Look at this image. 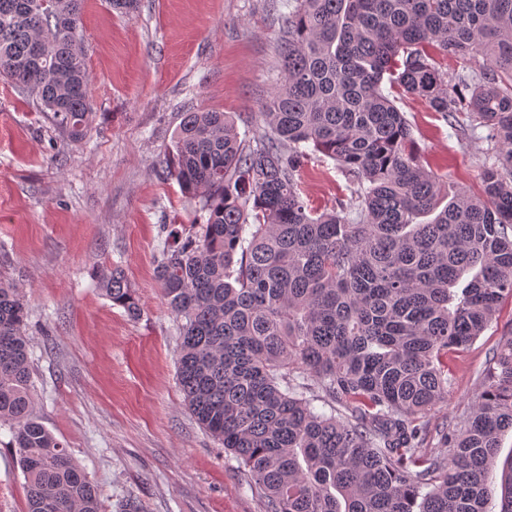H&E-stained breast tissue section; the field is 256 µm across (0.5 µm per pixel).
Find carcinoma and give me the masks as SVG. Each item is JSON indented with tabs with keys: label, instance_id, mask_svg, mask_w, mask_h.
<instances>
[{
	"label": "carcinoma",
	"instance_id": "carcinoma-1",
	"mask_svg": "<svg viewBox=\"0 0 512 512\" xmlns=\"http://www.w3.org/2000/svg\"><path fill=\"white\" fill-rule=\"evenodd\" d=\"M83 2L0 0V75L75 142L91 114ZM279 8L283 81L263 132L246 140L231 115L189 110L174 135L167 173L203 213L162 225L157 268L179 321L186 403L262 488L266 512H486L512 432V337L469 417L435 427L443 453L428 447V416L448 398V352L512 298V0ZM436 52L482 66L450 77ZM386 75L502 145L482 194L450 192L419 163ZM310 149L347 176L338 210L300 194ZM98 287L140 314L119 265ZM28 316L20 289L0 280V422L27 512H100L97 487L34 413Z\"/></svg>",
	"mask_w": 512,
	"mask_h": 512
}]
</instances>
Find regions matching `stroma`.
I'll use <instances>...</instances> for the list:
<instances>
[{"label": "stroma", "mask_w": 512, "mask_h": 512, "mask_svg": "<svg viewBox=\"0 0 512 512\" xmlns=\"http://www.w3.org/2000/svg\"><path fill=\"white\" fill-rule=\"evenodd\" d=\"M276 0H139L134 15L84 0L83 48L93 120L66 139L27 94L0 79V278L29 309L35 410L99 492L101 512H264L261 490L206 432L177 380L178 325L156 278L164 224L200 214L164 157L182 112L238 115L253 138L282 79ZM414 155L443 183L478 189L491 164L487 128L394 92ZM317 210L347 201L339 166L311 154L299 172ZM121 265L142 312L131 318L98 288ZM512 336V299L448 360V399L432 423L479 403L490 360ZM0 425V512H26L23 473Z\"/></svg>", "instance_id": "obj_1"}]
</instances>
